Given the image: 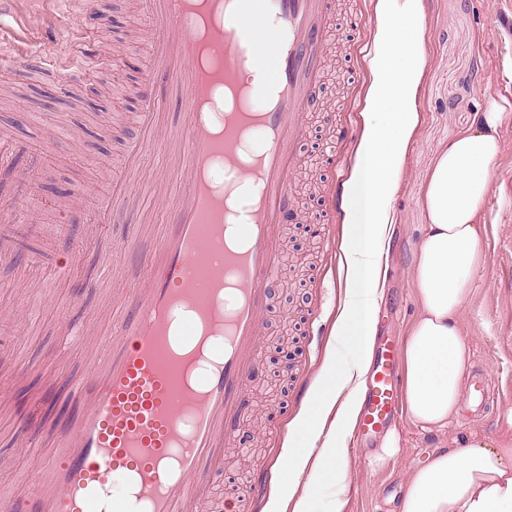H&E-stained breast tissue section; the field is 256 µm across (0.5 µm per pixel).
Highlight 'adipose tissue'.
Masks as SVG:
<instances>
[{"instance_id":"adipose-tissue-1","label":"adipose tissue","mask_w":512,"mask_h":512,"mask_svg":"<svg viewBox=\"0 0 512 512\" xmlns=\"http://www.w3.org/2000/svg\"><path fill=\"white\" fill-rule=\"evenodd\" d=\"M377 12L367 126L344 192L348 285L315 396L294 426L304 445L279 459L285 480L264 512H318L316 495L323 491L332 496L328 512H343L347 443L371 359L382 260L397 232L393 199L417 122L411 100L426 62L420 0H377ZM511 120L512 113L490 102L441 151L427 183L426 232L415 266L420 315L402 355L405 412L425 429L447 425L464 395L470 352L460 312L470 275L485 260L479 212L500 129ZM401 510L512 512V450L486 442L434 449L411 473Z\"/></svg>"}]
</instances>
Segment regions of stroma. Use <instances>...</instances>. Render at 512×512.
Wrapping results in <instances>:
<instances>
[{"instance_id":"stroma-1","label":"stroma","mask_w":512,"mask_h":512,"mask_svg":"<svg viewBox=\"0 0 512 512\" xmlns=\"http://www.w3.org/2000/svg\"><path fill=\"white\" fill-rule=\"evenodd\" d=\"M327 22L325 80L318 103L309 113L304 149L292 176L298 221L283 227L281 276L272 289L264 318V367L250 387L251 406L240 440L224 461L214 486L215 500L233 504V512H263L243 489L247 473L262 472L275 485V464L292 422L307 403L323 366L331 330L341 304L344 271L336 258L343 245V223L337 199V174H350L356 144L337 142L336 130L362 132L365 98L372 81L363 42L375 38L376 0H337ZM98 20L71 16L52 0H7L0 9V43L14 34H47L45 53L68 50L72 24L98 32L111 56L126 61L119 75L104 73L95 82L94 103L66 99L42 111L34 99L46 80L9 77L0 81V131L21 142L26 155L21 176L31 195L49 204L69 193L78 210L72 222L45 219L34 224H0V240L23 244L29 270L20 282L14 266L0 265V347L20 354L33 371L13 401H0V494L24 487L33 477L25 452L39 434L22 432L15 412L37 408L48 394V380L59 362L81 371L85 350L64 345L63 315L88 310L99 322L98 335H109L112 321L105 304L107 290L136 287L151 263L156 237H142L140 221L151 213L155 225L166 220L157 181L150 174L163 158V147L144 155L141 175L113 198L114 219L102 225L117 250L110 270L100 271L94 252L85 253L78 278L95 277L102 288L82 294L74 281L54 274L69 247L89 232L86 222L106 189V177L121 173L129 141L141 134L139 106L148 97L166 98L162 124L181 127L185 115L177 86L148 77L147 43L154 33L145 25L146 0H97ZM427 32L426 58L415 97L417 126L407 150L395 197L400 233L385 258L387 285L378 304L377 333L404 343L419 314L413 280L416 254L426 222L424 190L438 151L467 129L476 112L497 100L512 113V0H422ZM62 121L74 128L69 143L51 146L45 127ZM502 148L491 171V193L482 213L486 226V262L471 277L462 310L464 334L472 350V368L485 369L499 397L497 408L477 414L463 403L447 427L424 430L398 415L376 446L349 440V479L344 512H401L410 471L436 448H459L471 440L493 441L512 448V123L501 130ZM49 290L52 301L33 322L21 320L26 288Z\"/></svg>"}]
</instances>
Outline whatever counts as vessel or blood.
Segmentation results:
<instances>
[{"label": "vessel or blood", "instance_id": "b4317fda", "mask_svg": "<svg viewBox=\"0 0 512 512\" xmlns=\"http://www.w3.org/2000/svg\"><path fill=\"white\" fill-rule=\"evenodd\" d=\"M334 0H150L156 72L172 76L183 93L186 122L163 135L155 123L165 99L142 107L146 135L127 150L138 161L159 138L169 144L162 166L169 222L155 263L138 286L112 299L107 336L91 331L93 315H70L67 333L92 353L80 374L60 364L72 388L52 432L56 454L29 449L35 487L0 496V512H204L231 438L249 410V387L263 366V318L270 285L279 275L281 231L294 209L289 178L301 153L303 117L321 89L326 21ZM217 20L213 56L226 82L247 62L270 68L260 111L224 116L202 111L212 84L192 58L203 15ZM111 58L89 32L73 31L63 59L41 56L63 93L92 79ZM260 137L252 169L239 166L242 132ZM224 158V177L247 175L257 190L242 210L226 214L224 194L210 169ZM15 150L0 138V223L37 219L27 195L15 189ZM112 263V243L93 232L71 250L61 273L84 251ZM400 352L378 345L362 395L358 427L370 436L396 412ZM127 487L112 494L113 474Z\"/></svg>", "mask_w": 512, "mask_h": 512}]
</instances>
